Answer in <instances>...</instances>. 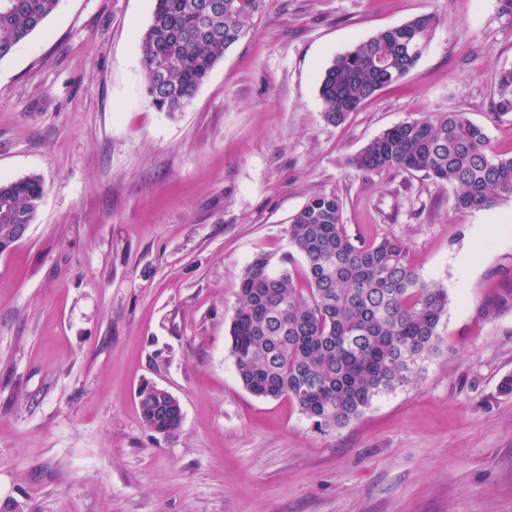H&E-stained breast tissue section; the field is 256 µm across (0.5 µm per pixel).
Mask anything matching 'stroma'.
Masks as SVG:
<instances>
[{
	"instance_id": "1",
	"label": "stroma",
	"mask_w": 512,
	"mask_h": 512,
	"mask_svg": "<svg viewBox=\"0 0 512 512\" xmlns=\"http://www.w3.org/2000/svg\"><path fill=\"white\" fill-rule=\"evenodd\" d=\"M153 7L61 0L0 60V181L45 186L0 253V512H512V200L462 214L424 173L351 164L441 112L512 156V114L492 115L512 68L500 0H263L174 113L146 95ZM422 13L438 23L416 65L328 124L324 70ZM317 194L448 290L416 383L325 434L247 392L228 342L242 269L291 252ZM147 384L179 399L176 436L143 426Z\"/></svg>"
}]
</instances>
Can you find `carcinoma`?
Returning a JSON list of instances; mask_svg holds the SVG:
<instances>
[{
	"mask_svg": "<svg viewBox=\"0 0 512 512\" xmlns=\"http://www.w3.org/2000/svg\"><path fill=\"white\" fill-rule=\"evenodd\" d=\"M61 0H0V59L41 29ZM262 0H154L140 38L147 93L161 112H180L224 52L253 25ZM437 24L432 14L381 30L337 56L322 75L323 118L341 125L419 61ZM497 115L512 112V69L498 77ZM359 171L423 172L454 191L457 211L512 200V157L496 153L486 130L462 112L395 125L352 160ZM41 178L0 182V243L10 225L31 224L44 197ZM335 195H315L289 224L302 256L258 254L240 275L229 329L237 378L252 395L287 399L322 433L359 419L381 396L407 387L440 353L448 290L425 280L396 237L352 238ZM142 424L166 437L178 414L154 390L139 392Z\"/></svg>",
	"mask_w": 512,
	"mask_h": 512,
	"instance_id": "obj_1",
	"label": "carcinoma"
}]
</instances>
